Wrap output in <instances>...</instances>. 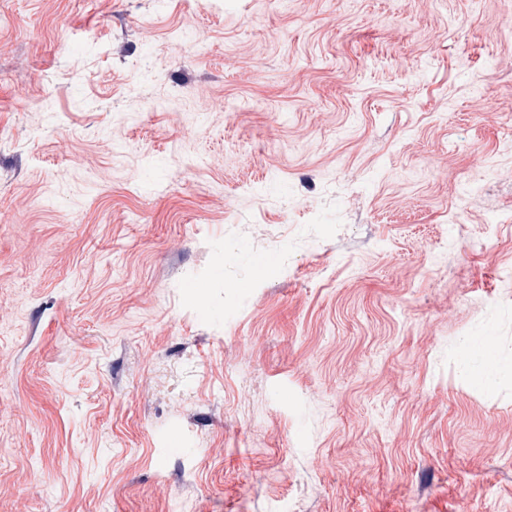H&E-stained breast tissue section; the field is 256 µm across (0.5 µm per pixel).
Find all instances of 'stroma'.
I'll list each match as a JSON object with an SVG mask.
<instances>
[{
    "mask_svg": "<svg viewBox=\"0 0 512 512\" xmlns=\"http://www.w3.org/2000/svg\"><path fill=\"white\" fill-rule=\"evenodd\" d=\"M0 512H512V0H0Z\"/></svg>",
    "mask_w": 512,
    "mask_h": 512,
    "instance_id": "35a3bbf8",
    "label": "stroma"
}]
</instances>
